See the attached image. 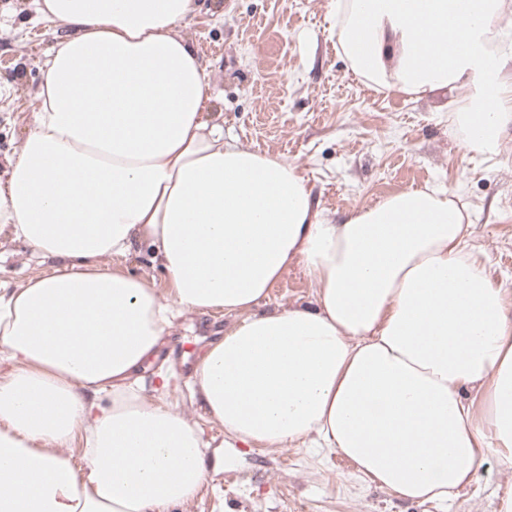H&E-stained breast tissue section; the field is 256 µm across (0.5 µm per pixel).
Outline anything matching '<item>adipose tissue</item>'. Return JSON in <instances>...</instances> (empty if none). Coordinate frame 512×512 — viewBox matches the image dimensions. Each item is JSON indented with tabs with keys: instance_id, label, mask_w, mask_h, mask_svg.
I'll list each match as a JSON object with an SVG mask.
<instances>
[{
	"instance_id": "1",
	"label": "adipose tissue",
	"mask_w": 512,
	"mask_h": 512,
	"mask_svg": "<svg viewBox=\"0 0 512 512\" xmlns=\"http://www.w3.org/2000/svg\"><path fill=\"white\" fill-rule=\"evenodd\" d=\"M507 0H337L354 74L457 94L465 150L512 124ZM197 0H38L72 33L45 62L0 224L56 261L0 293V512H166L208 476L200 429L145 394L173 312L237 316L192 394L223 447L330 448L411 500L512 467V303L467 248L447 192L408 189L328 216L296 167L225 140L178 25ZM147 245L171 285L106 270ZM314 307L260 306L293 264ZM83 434L87 472L61 449Z\"/></svg>"
}]
</instances>
